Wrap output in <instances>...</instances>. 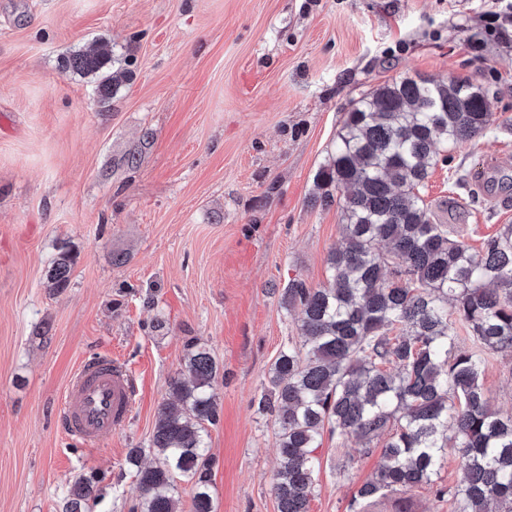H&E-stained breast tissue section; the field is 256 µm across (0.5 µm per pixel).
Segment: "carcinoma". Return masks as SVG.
<instances>
[{"mask_svg":"<svg viewBox=\"0 0 512 512\" xmlns=\"http://www.w3.org/2000/svg\"><path fill=\"white\" fill-rule=\"evenodd\" d=\"M110 60L101 44L67 66L90 74ZM491 116L486 93L460 79L404 76L352 101L314 181L315 202L340 211L327 283L273 289L300 309L302 339L282 346L258 402L279 432L278 512H308L326 432L366 451L388 435L349 512L387 492L444 496L433 476L448 448L464 461L458 512H512V414L495 409L482 382L485 354L512 355V224L475 250L434 223L422 196L448 149L483 136ZM74 263L61 246L47 274L54 290L69 288ZM459 329L472 348H461ZM219 374L208 348L188 345L157 409L158 461L144 464L142 448L125 457L139 490L133 512H181L179 480L192 485L190 512H214L208 427L220 422ZM98 484L95 474L76 481L65 512H91Z\"/></svg>","mask_w":512,"mask_h":512,"instance_id":"carcinoma-1","label":"carcinoma"}]
</instances>
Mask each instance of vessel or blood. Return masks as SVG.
Segmentation results:
<instances>
[{"mask_svg":"<svg viewBox=\"0 0 512 512\" xmlns=\"http://www.w3.org/2000/svg\"><path fill=\"white\" fill-rule=\"evenodd\" d=\"M135 396L124 365L107 356L82 360L57 405L58 424L81 445H97L124 426Z\"/></svg>","mask_w":512,"mask_h":512,"instance_id":"vessel-or-blood-1","label":"vessel or blood"}]
</instances>
